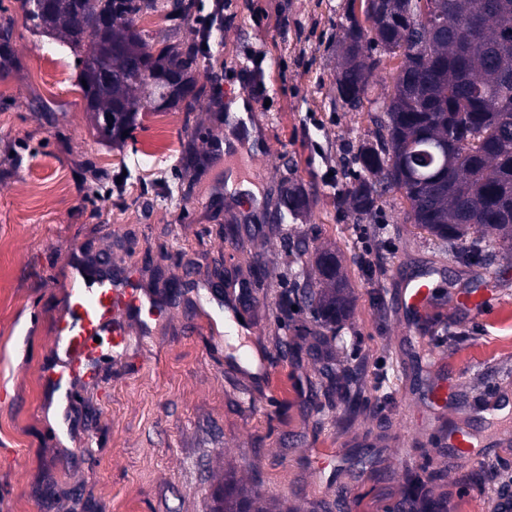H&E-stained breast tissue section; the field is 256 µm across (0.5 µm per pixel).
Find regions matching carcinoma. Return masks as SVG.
I'll list each match as a JSON object with an SVG mask.
<instances>
[{
    "label": "carcinoma",
    "instance_id": "obj_1",
    "mask_svg": "<svg viewBox=\"0 0 512 512\" xmlns=\"http://www.w3.org/2000/svg\"><path fill=\"white\" fill-rule=\"evenodd\" d=\"M30 29L57 38L80 67L92 126L111 140L130 132L140 112L177 107L190 116L205 89L192 72L203 52L168 45L151 52L154 38L137 26L157 0H20ZM345 16L346 36L336 91L357 110L381 59L379 49L400 59L376 142L360 146L357 183L348 191L361 217L377 199L399 192L406 218L441 245L459 247L469 266L483 252L485 234L512 254V0H361ZM285 215L295 218L305 199L294 188L281 192ZM326 287L293 289L287 306L315 308L331 332L346 317L349 299L340 260L332 252L316 259ZM309 349L328 364L333 352L324 333H306ZM212 512H272L260 495L247 492L232 472Z\"/></svg>",
    "mask_w": 512,
    "mask_h": 512
}]
</instances>
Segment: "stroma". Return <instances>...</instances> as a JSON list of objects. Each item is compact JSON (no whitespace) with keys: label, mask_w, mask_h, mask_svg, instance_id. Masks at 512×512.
Returning a JSON list of instances; mask_svg holds the SVG:
<instances>
[{"label":"stroma","mask_w":512,"mask_h":512,"mask_svg":"<svg viewBox=\"0 0 512 512\" xmlns=\"http://www.w3.org/2000/svg\"><path fill=\"white\" fill-rule=\"evenodd\" d=\"M157 0L138 19L157 41L181 43L191 20ZM349 0H224V27L195 78L205 93L192 114L142 113L129 137L102 139L87 120L74 58L46 56L18 0H0L14 66L0 69V512H211L233 470L275 512H404L408 482L445 512H490L501 474L512 473V259L470 268L406 223L399 193L363 221L341 194L360 145L374 140L377 104L396 60L383 59L361 109L334 85ZM262 53L264 73L246 63ZM227 71L223 103L245 100L259 148L224 157L213 78ZM149 161L134 166L139 155ZM259 197L228 190L229 174ZM298 188L307 210L281 224L280 192ZM378 260L358 266L359 226ZM133 268L162 315L98 383L61 401L47 380L57 369L56 326L72 282L68 249ZM340 259L352 291L336 327L333 367L353 377L356 414L325 393L320 362L303 337L312 310L284 311L313 253ZM443 265L429 336L409 339L391 308L394 275ZM488 286L485 311L456 306L455 292ZM249 282L239 334L270 358V378H246L209 285ZM457 378L464 407L500 390L486 419L437 422L422 398L432 370ZM469 428L479 460L448 461V429ZM324 459L323 468L312 465Z\"/></svg>","instance_id":"35a3bbf8"}]
</instances>
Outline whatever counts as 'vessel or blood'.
Segmentation results:
<instances>
[{
	"label": "vessel or blood",
	"instance_id": "b4317fda",
	"mask_svg": "<svg viewBox=\"0 0 512 512\" xmlns=\"http://www.w3.org/2000/svg\"><path fill=\"white\" fill-rule=\"evenodd\" d=\"M69 253L73 286L57 323L55 344L60 367L49 375L66 402L73 399L75 383L97 382L103 363L125 356L132 334H149L150 326L142 313L152 305L132 271L116 274L104 263L89 270L79 263V247H71ZM441 275L438 269L421 277L399 275V286L392 292V306L402 318L405 334H420L430 328L432 311L439 301L436 288ZM427 401L440 416L453 408L452 388L443 373L432 377ZM448 445L456 463L475 460L476 447L468 431L449 434Z\"/></svg>",
	"mask_w": 512,
	"mask_h": 512
}]
</instances>
